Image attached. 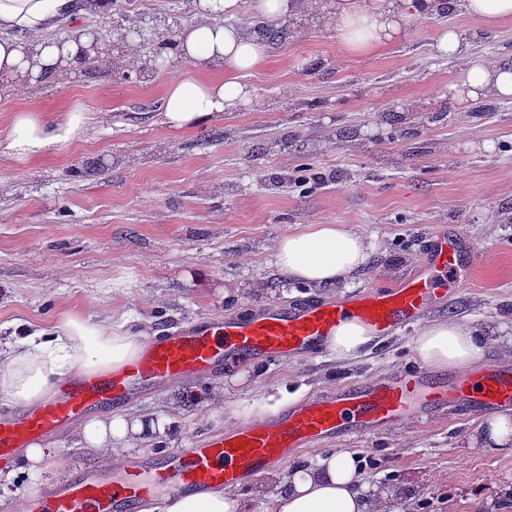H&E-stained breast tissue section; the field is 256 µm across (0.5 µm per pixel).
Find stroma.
Listing matches in <instances>:
<instances>
[{"label": "stroma", "mask_w": 512, "mask_h": 512, "mask_svg": "<svg viewBox=\"0 0 512 512\" xmlns=\"http://www.w3.org/2000/svg\"><path fill=\"white\" fill-rule=\"evenodd\" d=\"M131 14L186 22L192 0H130L124 11L110 2L81 21L107 40L128 29ZM445 25L475 32L476 55H512V20L487 27L458 12L419 18L403 39L356 55L321 14L304 12L248 75L255 101L195 129H162L171 75L141 78L134 62L82 67L0 99V132L21 109L54 116L77 105L90 119L83 140L42 157L0 155V337L21 326H60L71 313L122 317L152 336L202 316L220 323L267 302L288 308L321 299L323 289L287 283L272 264L274 241L310 224H352L381 244L367 271L337 288L341 299L423 266L428 233L477 247L469 280L452 283L446 269L434 271L438 293L423 319L511 325L512 98L486 99L482 112L450 94L460 67L432 48ZM301 164L325 183L310 193L281 183ZM417 332L396 331L350 362L298 356L228 368L202 385L156 387L125 409L170 417L162 444L133 438L95 453L69 429L48 439L39 483L61 479L66 462L84 469L148 462L159 448L224 432L241 423L240 409L275 388L302 401L404 372L416 365ZM479 422L449 413L320 449L371 460L363 480L394 490V512H512L503 497L512 454L469 448Z\"/></svg>", "instance_id": "obj_1"}]
</instances>
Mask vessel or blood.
<instances>
[{"label":"vessel or blood","instance_id":"1","mask_svg":"<svg viewBox=\"0 0 512 512\" xmlns=\"http://www.w3.org/2000/svg\"><path fill=\"white\" fill-rule=\"evenodd\" d=\"M428 264L455 270L457 250L433 240ZM436 290L427 272L386 290H365L349 300H323L279 309L263 304L243 318L214 324L190 323L145 340L139 357L122 369L92 372L53 396L15 415H0V464L20 449L53 436L106 406L128 401L138 391L186 378L205 382L227 361L260 365L291 355H318L322 343L344 320L355 319L386 336L416 324ZM512 405V368L477 361L447 380L408 370L341 391L312 395L275 418H257L220 435H207L188 448H171L153 463L65 474L53 489L29 493L26 512H140L168 494L235 486L262 476L300 449L346 435L375 436L391 426L426 421L455 409L470 416Z\"/></svg>","mask_w":512,"mask_h":512}]
</instances>
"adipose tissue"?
<instances>
[{
    "mask_svg": "<svg viewBox=\"0 0 512 512\" xmlns=\"http://www.w3.org/2000/svg\"><path fill=\"white\" fill-rule=\"evenodd\" d=\"M299 0H194L193 21L177 30L173 53L161 54L163 67L175 70L162 99L160 123L170 130L192 127L250 103L246 74L262 65L268 46L236 19L250 6L257 19L273 24L294 11ZM71 0H0V96H13L49 82L76 63H117L136 57L138 41L126 33L101 40L90 27L76 37L49 36L52 20L68 14ZM444 0H327V20L347 51L367 53L399 36L415 18L442 12ZM468 33L443 29L438 54L461 61L464 79L459 97L480 100L512 98V57L492 62L470 51ZM220 68L224 77L206 80L202 71ZM89 119L78 107L56 117L35 110L16 112L0 135V154L27 161L58 145L83 138ZM379 244L343 224H312L281 236L274 247L279 270L292 283L335 287L348 283L367 264ZM142 333L125 323L69 315L62 326L27 334L10 346L0 361V395L23 410L52 394L66 378L91 371L118 370L135 359ZM374 331L348 319L328 336L323 347L347 361L378 343ZM489 338L478 329L452 320L427 323L411 342L414 357L439 370L466 371L481 359ZM168 419L155 422L127 414L81 420L76 430L83 447L119 448L129 436L165 435ZM483 450L512 452V409L487 414L469 437ZM278 492L269 512H384L389 489L361 480L354 455L335 451L299 463L276 475ZM159 512H252L241 487H218L188 495H171Z\"/></svg>",
    "mask_w": 512,
    "mask_h": 512,
    "instance_id": "1",
    "label": "adipose tissue"
}]
</instances>
